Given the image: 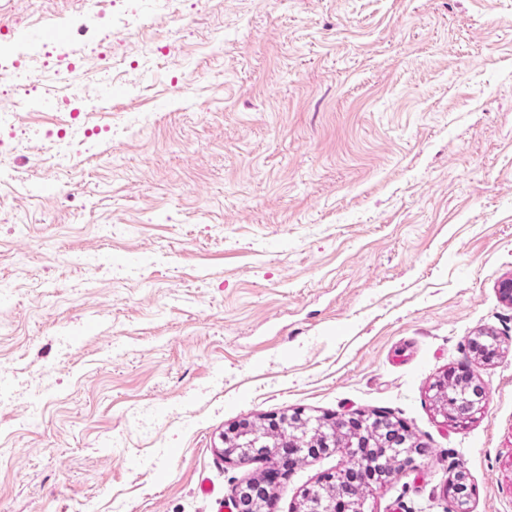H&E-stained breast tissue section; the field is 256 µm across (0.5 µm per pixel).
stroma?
Listing matches in <instances>:
<instances>
[{
	"label": "stroma",
	"instance_id": "35a3bbf8",
	"mask_svg": "<svg viewBox=\"0 0 512 512\" xmlns=\"http://www.w3.org/2000/svg\"><path fill=\"white\" fill-rule=\"evenodd\" d=\"M121 8L146 25L0 0V45L41 58L0 73V512H219L270 465L225 463V431L297 410L426 448L366 512H451L460 476L512 512V0ZM44 61L80 75L5 96ZM68 126L84 150L45 164ZM460 368L464 425L431 390ZM378 420H386L390 422L394 429L400 430L399 433L402 432L401 424L398 421H393L389 417H376L374 419L363 417V415L355 414L354 416H350L346 418L336 419V421L341 422L344 427L347 429L348 434L352 438H360L363 436L364 432L370 431L375 428V422Z\"/></svg>",
	"mask_w": 512,
	"mask_h": 512
}]
</instances>
